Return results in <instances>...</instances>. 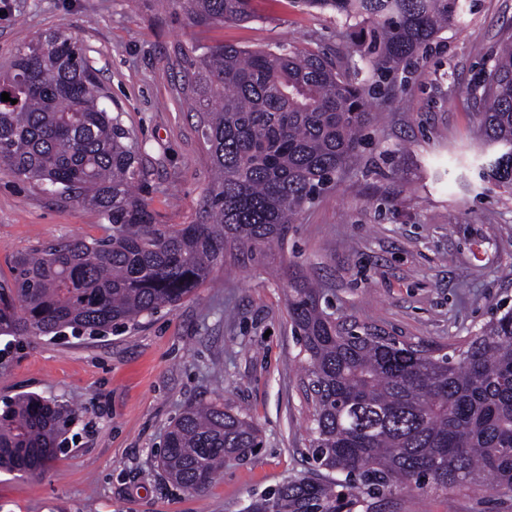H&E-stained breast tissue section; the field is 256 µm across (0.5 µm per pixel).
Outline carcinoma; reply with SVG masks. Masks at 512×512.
Returning <instances> with one entry per match:
<instances>
[{
	"mask_svg": "<svg viewBox=\"0 0 512 512\" xmlns=\"http://www.w3.org/2000/svg\"><path fill=\"white\" fill-rule=\"evenodd\" d=\"M253 0H183L197 26L246 22ZM363 30L374 82L323 53L218 44L177 51L213 178L196 220L154 221L136 193L141 158L107 104L79 39L49 32L0 72V167L95 209L106 238H75L17 256L0 292V334L107 332L175 306L215 267L283 242L288 224L363 146L371 100L444 28L461 0H293ZM485 161L480 177L512 187V45L472 89ZM17 103H12V100ZM288 316L300 336L313 403L308 453L321 472L252 500L251 512H381L407 490L481 486L512 497V307L498 308L452 352L336 319L302 272L288 273ZM77 411L36 395L0 409V469L42 474ZM262 444L222 401L190 405L167 432L169 482L201 492Z\"/></svg>",
	"mask_w": 512,
	"mask_h": 512,
	"instance_id": "obj_1",
	"label": "carcinoma"
}]
</instances>
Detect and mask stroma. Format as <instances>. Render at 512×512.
<instances>
[{"label": "stroma", "mask_w": 512, "mask_h": 512, "mask_svg": "<svg viewBox=\"0 0 512 512\" xmlns=\"http://www.w3.org/2000/svg\"><path fill=\"white\" fill-rule=\"evenodd\" d=\"M253 6L251 21L198 27L178 0H0V69L37 34L76 35L137 144L156 223L188 224L211 165L183 103L177 49L285 43L369 76L359 31L341 17L291 0ZM510 36L512 0H463L459 20L374 100L369 145L260 259L216 267L178 305L103 335H0V401L36 393L83 407L44 474L0 471V512H243L310 475L289 265L321 285L336 316L411 342L451 347L512 305V192L477 177L470 94L479 64ZM111 232L90 207L0 169V283L19 253ZM216 399L251 417L264 446L189 493L165 481L159 452L188 405ZM396 500L398 512H512L511 498L480 489Z\"/></svg>", "instance_id": "35a3bbf8"}]
</instances>
